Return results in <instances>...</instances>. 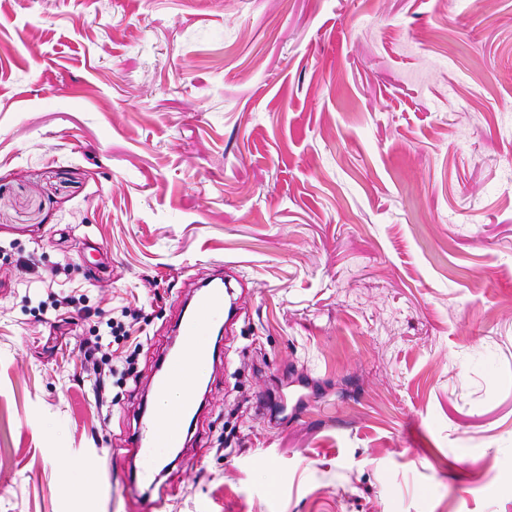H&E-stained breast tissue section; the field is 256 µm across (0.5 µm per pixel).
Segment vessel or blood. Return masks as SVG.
I'll return each instance as SVG.
<instances>
[{
	"mask_svg": "<svg viewBox=\"0 0 512 512\" xmlns=\"http://www.w3.org/2000/svg\"><path fill=\"white\" fill-rule=\"evenodd\" d=\"M237 313L233 291L219 272L198 286L190 312L179 317V347L163 355L160 373L151 381V407L142 413L128 452L129 459L139 462L142 482L156 484L172 451L186 447V423L201 407L198 387L216 364L211 333Z\"/></svg>",
	"mask_w": 512,
	"mask_h": 512,
	"instance_id": "vessel-or-blood-1",
	"label": "vessel or blood"
}]
</instances>
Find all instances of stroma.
<instances>
[{
  "mask_svg": "<svg viewBox=\"0 0 512 512\" xmlns=\"http://www.w3.org/2000/svg\"><path fill=\"white\" fill-rule=\"evenodd\" d=\"M224 262L151 490L113 457ZM0 512H512V0H0ZM101 355L106 370H104V373L95 370L96 376L92 384V389L96 404L98 407L103 408L112 403V377L118 373V369L114 368L110 364V361L104 358L103 354Z\"/></svg>",
  "mask_w": 512,
  "mask_h": 512,
  "instance_id": "35a3bbf8",
  "label": "stroma"
}]
</instances>
